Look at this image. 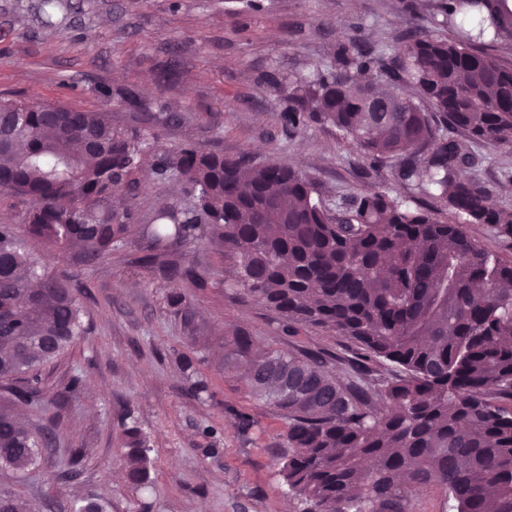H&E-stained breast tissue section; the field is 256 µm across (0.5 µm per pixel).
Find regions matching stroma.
I'll return each mask as SVG.
<instances>
[{
  "label": "stroma",
  "mask_w": 512,
  "mask_h": 512,
  "mask_svg": "<svg viewBox=\"0 0 512 512\" xmlns=\"http://www.w3.org/2000/svg\"><path fill=\"white\" fill-rule=\"evenodd\" d=\"M432 0H0V100L54 103L112 114L127 133L160 130L164 147L187 143L258 164L293 167L313 178L326 198L357 188L399 195L388 168L362 178L370 162L330 125L288 134L284 78L333 63L338 43L358 35L387 52L405 35L434 30ZM512 152L485 154L474 172L497 201L512 207L501 173ZM171 258L194 267L197 288L140 264L131 245L112 259L73 268L88 282L81 296L87 332L46 366V397L58 399L72 379L76 394L61 410L63 439L42 449L38 469H0V492L38 512H73L82 499L108 512H295L279 474L286 424L255 401L241 377L225 372L227 342L238 330L259 347L335 350L334 334L298 328L287 335L261 304L226 285L230 264L220 244L175 242ZM182 293L200 324L184 333L166 297ZM194 356L211 392L197 398L177 354ZM253 426L244 427L241 414ZM140 429L151 461L149 491L124 477L123 424ZM84 457L71 467L70 451Z\"/></svg>",
  "instance_id": "stroma-1"
}]
</instances>
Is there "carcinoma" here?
Listing matches in <instances>:
<instances>
[{
    "label": "carcinoma",
    "instance_id": "obj_1",
    "mask_svg": "<svg viewBox=\"0 0 512 512\" xmlns=\"http://www.w3.org/2000/svg\"><path fill=\"white\" fill-rule=\"evenodd\" d=\"M436 24L452 35L414 31L403 55L352 38L335 64L288 83V134L310 122L342 131L371 160L394 163L410 191L353 190L330 203L315 181L280 165L196 145L159 147L157 131L123 135L107 112L50 103L0 102V194L27 203L0 224V468L39 466L60 437L42 401V368L85 332L79 286L50 271L37 240L90 264L136 241L153 263L173 241L211 238L224 247L232 287L263 304L292 333L323 328L342 353L254 351L240 331L224 369L288 422L280 474L298 512H407L404 487L441 486L448 512H512V260L465 232L480 224L512 239V207L469 172L479 148L512 147V0H434ZM374 96L393 120L375 122ZM153 173L193 199L159 207L144 222L131 205L147 154ZM166 277L204 278L172 260ZM184 329H198L181 293ZM191 389L206 375L178 356ZM121 447L135 488L150 484L148 448L127 427ZM0 512H30L0 493Z\"/></svg>",
    "mask_w": 512,
    "mask_h": 512
}]
</instances>
